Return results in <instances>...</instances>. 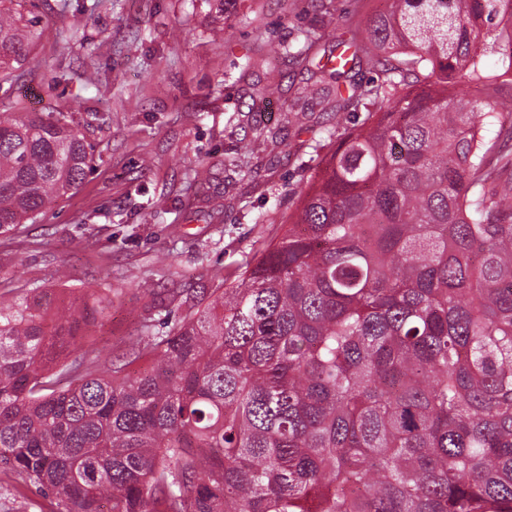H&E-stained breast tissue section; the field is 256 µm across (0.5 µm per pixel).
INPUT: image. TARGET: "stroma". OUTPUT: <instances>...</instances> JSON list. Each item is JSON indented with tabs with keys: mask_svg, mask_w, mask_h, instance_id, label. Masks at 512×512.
Masks as SVG:
<instances>
[{
	"mask_svg": "<svg viewBox=\"0 0 512 512\" xmlns=\"http://www.w3.org/2000/svg\"><path fill=\"white\" fill-rule=\"evenodd\" d=\"M330 4L322 13L319 2ZM392 0H242L211 35L204 0H36L30 60L0 86V114L68 112L95 149L72 195L0 234V277L56 301L92 293L107 307L70 347L125 357L162 336L202 291L217 288L281 232L324 165L331 112H292L337 43L365 39ZM323 37L308 61L274 55L300 31ZM238 83L225 91L224 75ZM267 88L265 99L251 97ZM243 148L254 177L225 170ZM0 512H52L30 481L0 472Z\"/></svg>",
	"mask_w": 512,
	"mask_h": 512,
	"instance_id": "35a3bbf8",
	"label": "stroma"
}]
</instances>
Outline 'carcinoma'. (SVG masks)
Listing matches in <instances>:
<instances>
[{
	"mask_svg": "<svg viewBox=\"0 0 512 512\" xmlns=\"http://www.w3.org/2000/svg\"><path fill=\"white\" fill-rule=\"evenodd\" d=\"M29 2L0 0L1 82ZM204 2L218 22L241 0ZM507 18L512 0H393L327 59L301 107L339 114L324 168L234 280L137 339L151 370L61 362L102 301L1 280L0 468L55 512H512V158L482 134L512 119ZM301 37L276 54L320 35ZM362 62L377 78L342 85ZM93 163L71 116L0 115V234Z\"/></svg>",
	"mask_w": 512,
	"mask_h": 512,
	"instance_id": "obj_1",
	"label": "carcinoma"
}]
</instances>
